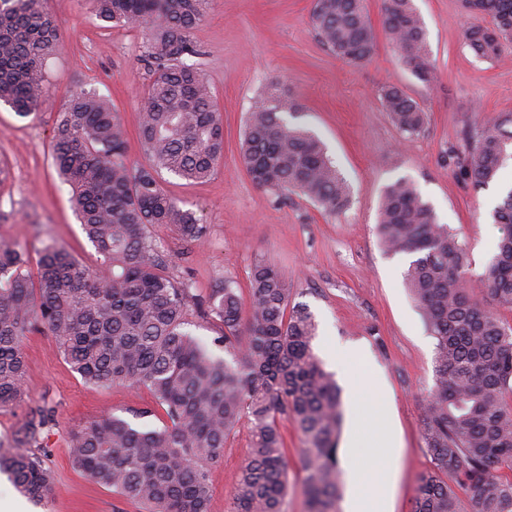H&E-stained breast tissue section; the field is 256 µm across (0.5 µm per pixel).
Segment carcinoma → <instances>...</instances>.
Segmentation results:
<instances>
[{
	"label": "carcinoma",
	"mask_w": 512,
	"mask_h": 512,
	"mask_svg": "<svg viewBox=\"0 0 512 512\" xmlns=\"http://www.w3.org/2000/svg\"><path fill=\"white\" fill-rule=\"evenodd\" d=\"M489 25L466 31L481 58L497 59L512 41V0H463ZM383 23L404 62L420 80H436L427 33L413 0H382ZM206 0H92L106 23L143 27L148 56L158 61L142 112L139 138L147 164L123 158L126 131L110 103L86 91L60 113L52 158L72 190L78 218L101 256L95 268L64 248L46 245L36 278L22 272L25 256L0 242V407L25 393L24 339L51 336L65 361L88 384L146 388L169 425L143 429L103 415L70 434L75 468L143 512H208V467L229 435L247 422L253 454L241 468L232 512H284L288 451L278 419L303 436L309 512H335L341 389L314 353L316 324L303 304L290 305L288 284L268 263L254 265L251 306L242 314L231 281L198 299L166 275L168 261L154 226L175 228L199 246L207 225L162 188L159 175L188 181L210 177L224 156V127L206 77L185 58L199 54L190 31ZM320 41L357 65L374 51L363 0H313ZM60 48L42 0H0V103L20 117L45 92V67ZM383 104L406 139L425 131L427 113L401 88L382 89ZM298 105L274 90L248 113L240 147L252 181L275 193H296L324 210L349 203V188L320 142L288 121ZM512 161V117L489 125L459 159L460 173L478 186L497 180ZM505 232L480 287L512 307V190L493 211ZM378 229L391 254L415 255L405 280L436 339V388L424 404V439L434 468L420 477L412 512H461L448 481L463 483L470 512H512V328L473 297L465 272L466 245L441 224L415 188L399 180L385 191ZM221 323L215 339L226 358L212 355L184 330L190 307ZM52 411L40 410L0 456L28 499L48 497L52 475L41 456Z\"/></svg>",
	"instance_id": "1"
}]
</instances>
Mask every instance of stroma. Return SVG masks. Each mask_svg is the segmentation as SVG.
I'll list each match as a JSON object with an SVG mask.
<instances>
[{
  "instance_id": "1",
  "label": "stroma",
  "mask_w": 512,
  "mask_h": 512,
  "mask_svg": "<svg viewBox=\"0 0 512 512\" xmlns=\"http://www.w3.org/2000/svg\"><path fill=\"white\" fill-rule=\"evenodd\" d=\"M364 4L375 47L370 58L352 65L319 42L312 0H209L190 34L199 50L192 62L208 79L222 115L224 158L203 182L161 175L164 189L208 225L209 235L189 248L172 228L158 227L154 234L168 256V275L200 297L230 280L246 310L254 263L282 272L292 303L307 305L315 317L316 351L338 344L351 349L341 389L365 378L382 383L378 399L391 408L401 443L392 460L397 478L390 508L411 512L419 478L433 469L422 428L423 404L436 383V340L405 284V254L387 253L378 238L379 204L389 185L411 183L465 243L471 282L484 275L503 235L492 218L493 188L458 177L448 153L463 152L485 126L512 114V42L503 44L500 59L478 58L464 38L476 19L461 0H414L437 76L429 85L386 33L382 0ZM45 8L58 26L61 50L48 64L44 100L26 117L0 105V240L26 254L32 274L50 243L83 266L100 262L52 160L56 123L72 93L85 90L108 100L127 130L126 164L147 161L138 139L150 79L145 32L102 22L90 0H46ZM275 84L299 104L290 122L323 142L347 181L344 210L332 214L305 197L278 196L258 188L246 172L239 157L245 120ZM385 85L402 88L427 112L420 136L404 138L393 124L381 99ZM23 351L26 393L15 406L0 408V454L14 452L17 432L34 410L52 406L55 422L42 440L52 492L33 504L0 473V499L11 501L16 512H137L73 467L69 437L104 414L160 430L167 423L162 408L144 388L86 385L52 337L27 336ZM282 432L289 460L286 512H309L303 438L288 423ZM251 453L243 424L209 468V512H232L235 481Z\"/></svg>"
}]
</instances>
